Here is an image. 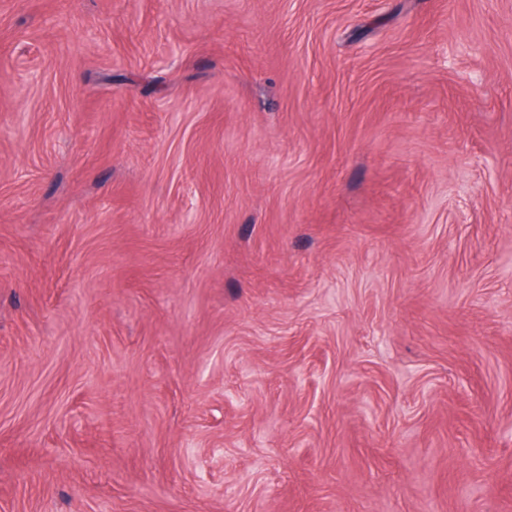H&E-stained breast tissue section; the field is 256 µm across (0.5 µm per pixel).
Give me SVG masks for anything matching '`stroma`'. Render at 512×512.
Segmentation results:
<instances>
[{
    "mask_svg": "<svg viewBox=\"0 0 512 512\" xmlns=\"http://www.w3.org/2000/svg\"><path fill=\"white\" fill-rule=\"evenodd\" d=\"M0 512H512V0H0Z\"/></svg>",
    "mask_w": 512,
    "mask_h": 512,
    "instance_id": "obj_1",
    "label": "stroma"
}]
</instances>
